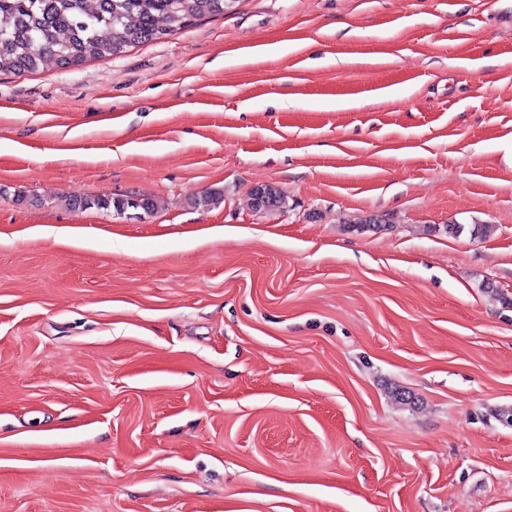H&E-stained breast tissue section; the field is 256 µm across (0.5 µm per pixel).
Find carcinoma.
I'll return each mask as SVG.
<instances>
[{"mask_svg": "<svg viewBox=\"0 0 512 512\" xmlns=\"http://www.w3.org/2000/svg\"><path fill=\"white\" fill-rule=\"evenodd\" d=\"M237 0H0V74L20 75L53 66L69 68L113 57L134 44L163 38L175 29L224 14ZM252 208L282 204L277 189L251 191ZM122 199L72 195L75 209L119 210Z\"/></svg>", "mask_w": 512, "mask_h": 512, "instance_id": "cac0c4a2", "label": "carcinoma"}]
</instances>
